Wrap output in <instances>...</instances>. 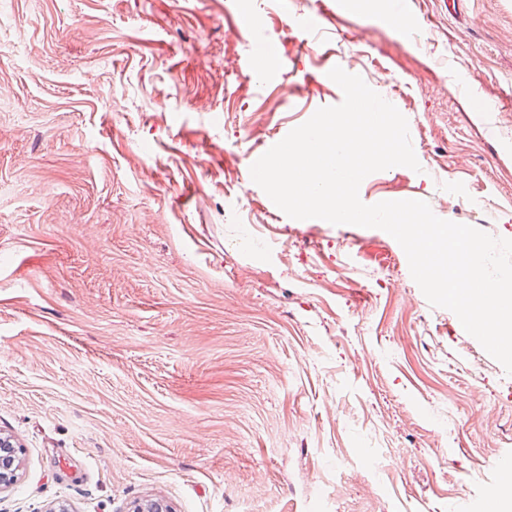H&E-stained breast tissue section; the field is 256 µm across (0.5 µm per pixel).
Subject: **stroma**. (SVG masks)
Segmentation results:
<instances>
[{
    "label": "stroma",
    "mask_w": 512,
    "mask_h": 512,
    "mask_svg": "<svg viewBox=\"0 0 512 512\" xmlns=\"http://www.w3.org/2000/svg\"><path fill=\"white\" fill-rule=\"evenodd\" d=\"M336 66L422 167L368 175L364 203L512 239V0H0V431L23 461L0 512L503 494L512 375L392 236L290 218L251 179L342 102Z\"/></svg>",
    "instance_id": "1"
}]
</instances>
